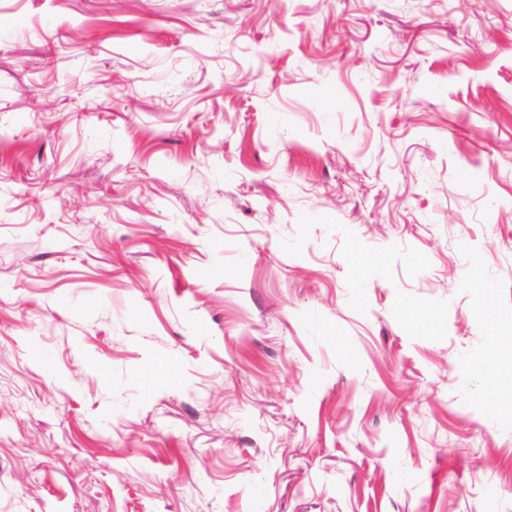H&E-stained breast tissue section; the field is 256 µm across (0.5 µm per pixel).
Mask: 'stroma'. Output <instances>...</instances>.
Returning <instances> with one entry per match:
<instances>
[{
  "label": "stroma",
  "instance_id": "35a3bbf8",
  "mask_svg": "<svg viewBox=\"0 0 512 512\" xmlns=\"http://www.w3.org/2000/svg\"><path fill=\"white\" fill-rule=\"evenodd\" d=\"M511 349L512 0H0V512H512ZM511 354L509 355H502L499 358V361L493 365H485L481 373L484 375H490L491 378V388L493 390L498 389L500 387L507 386L509 389L512 387V371H511ZM510 367V372L507 376H504L499 371V368H507Z\"/></svg>",
  "mask_w": 512,
  "mask_h": 512
}]
</instances>
